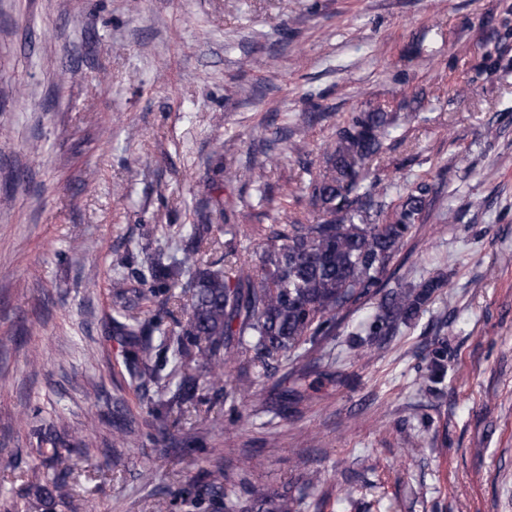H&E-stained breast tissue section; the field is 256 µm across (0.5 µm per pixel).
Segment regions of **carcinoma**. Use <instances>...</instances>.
<instances>
[{"mask_svg":"<svg viewBox=\"0 0 512 512\" xmlns=\"http://www.w3.org/2000/svg\"><path fill=\"white\" fill-rule=\"evenodd\" d=\"M397 116L377 108L352 116L336 132V142L324 158L322 172L307 185L311 204L322 213L315 223L293 219L259 228L265 248L259 264L236 262L230 269L203 266L199 257L208 224L184 228L189 245L180 255L158 252L150 258L147 291L122 273L112 278V295L121 312L110 331L126 346L125 365L140 383L160 379L156 360L173 357L163 409L153 410L159 433L169 434L168 414L177 411L197 420L219 422L202 408L201 378L213 388L224 384V364L234 359L244 372H268L283 358L331 335L337 320L364 301L379 297L368 328L375 340L395 335L411 325L444 281L430 277L414 287H386L385 275L405 240L427 208V187L411 189L385 222L384 210L372 189L363 188L365 165L383 149ZM183 304L172 291L183 276ZM165 296L160 309L147 319L127 308L133 297ZM430 380L440 381L448 360V339L430 350ZM31 479L53 485L57 496H70L67 482L37 470ZM227 476L218 465L185 491L195 501L209 499L224 512H240L238 501L224 488ZM248 512H296L297 499L286 487H250Z\"/></svg>","mask_w":512,"mask_h":512,"instance_id":"cac0c4a2","label":"carcinoma"}]
</instances>
